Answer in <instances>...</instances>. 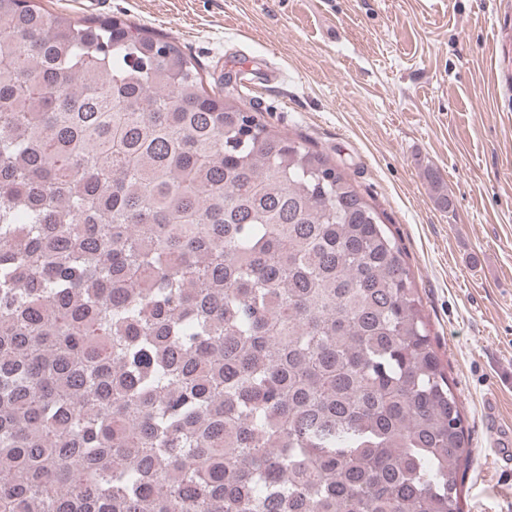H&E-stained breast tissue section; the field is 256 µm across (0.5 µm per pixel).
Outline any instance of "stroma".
I'll list each match as a JSON object with an SVG mask.
<instances>
[{
  "label": "stroma",
  "instance_id": "35a3bbf8",
  "mask_svg": "<svg viewBox=\"0 0 512 512\" xmlns=\"http://www.w3.org/2000/svg\"><path fill=\"white\" fill-rule=\"evenodd\" d=\"M40 4L174 38L205 84L346 168L396 232L463 402V512H512L492 421L512 420V0Z\"/></svg>",
  "mask_w": 512,
  "mask_h": 512
}]
</instances>
